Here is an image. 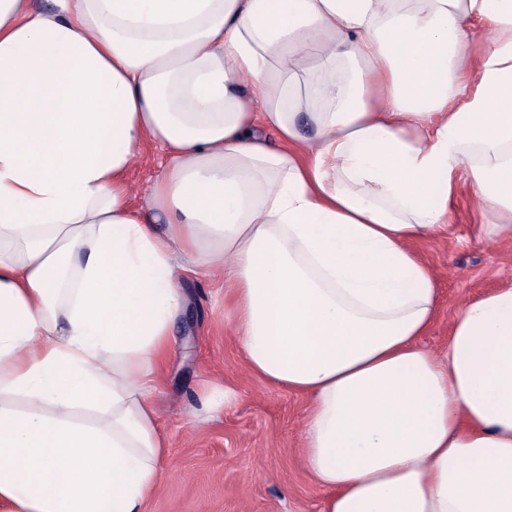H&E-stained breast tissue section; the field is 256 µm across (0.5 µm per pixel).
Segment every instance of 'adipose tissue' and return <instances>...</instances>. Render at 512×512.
Listing matches in <instances>:
<instances>
[{
  "mask_svg": "<svg viewBox=\"0 0 512 512\" xmlns=\"http://www.w3.org/2000/svg\"><path fill=\"white\" fill-rule=\"evenodd\" d=\"M464 184L512 240V0H0V512H143L202 268L322 512H512V287L418 344ZM160 162V153L147 147L128 170L126 177L134 189V204H144L149 189L160 172Z\"/></svg>",
  "mask_w": 512,
  "mask_h": 512,
  "instance_id": "ef3b65f1",
  "label": "adipose tissue"
}]
</instances>
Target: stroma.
Returning <instances> with one entry per match:
<instances>
[{
	"label": "stroma",
	"instance_id": "stroma-1",
	"mask_svg": "<svg viewBox=\"0 0 512 512\" xmlns=\"http://www.w3.org/2000/svg\"><path fill=\"white\" fill-rule=\"evenodd\" d=\"M447 232L414 243L440 288L437 319L422 340L448 347L460 307L512 286V241L483 231L482 206L469 190L448 205ZM187 309L156 396L170 448L145 512H321L324 491L306 475L299 448L308 400L247 369L224 323V290L215 275L184 283ZM232 387L235 403L200 421L185 406L203 387Z\"/></svg>",
	"mask_w": 512,
	"mask_h": 512
}]
</instances>
